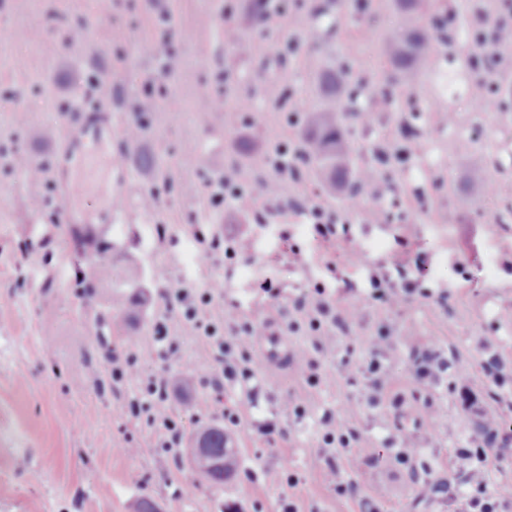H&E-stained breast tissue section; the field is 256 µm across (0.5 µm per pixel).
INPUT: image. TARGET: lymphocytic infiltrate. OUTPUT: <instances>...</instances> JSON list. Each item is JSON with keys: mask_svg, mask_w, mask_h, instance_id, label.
<instances>
[{"mask_svg": "<svg viewBox=\"0 0 512 512\" xmlns=\"http://www.w3.org/2000/svg\"><path fill=\"white\" fill-rule=\"evenodd\" d=\"M473 25L479 56L489 61L493 69L511 67L512 57L505 53L504 48L506 37H512V7L504 6L493 19L484 14L477 16ZM289 154L297 158L302 151L298 148L289 151L279 145L266 155L267 164L273 172L264 184L263 195L267 201L280 202L284 195L288 179L294 173L293 165L285 161ZM369 282L370 299L391 308L408 303L414 297L430 294L429 289L424 288L422 279L398 281L382 268L371 270ZM213 297V292L196 291L194 285L185 282L167 285L161 294L162 307L155 318L153 341L160 358L169 362L180 357L178 327L190 328L202 337L213 361V373L209 380L215 392L213 407L229 426L238 429L242 426V418L237 407L225 405L222 397L224 385L228 382H246L254 377L252 351L266 336L271 335L272 330L267 321L252 320L233 310L225 312L221 322L212 321L206 308ZM355 324L354 313L341 307L324 286H315L298 295L292 302V312L281 333L295 336L304 332L309 342L289 352V366L297 370L308 386H319L322 382L320 356L335 345L338 333L351 330ZM370 343L369 357L361 367L371 388L370 403H378L386 385L390 363L402 343L411 348L408 369L416 383L428 385L445 377L457 383L467 378L468 368L462 361H448L435 348L421 344L413 333L397 336L388 322L377 325ZM108 364L113 382L135 379L140 382L138 390L125 405L127 413L133 418L145 420L149 427L157 431L162 447H181L182 425L170 410L167 384L152 375L140 377L137 358L132 352H112ZM460 397L465 411L478 421L472 447L459 451L470 465L469 489L461 494L450 480L433 478L426 480L422 491L427 495L447 498L450 512H503L505 505L512 504V485L489 489V464L512 452V421L503 418L471 391L461 392Z\"/></svg>", "mask_w": 512, "mask_h": 512, "instance_id": "lymphocytic-infiltrate-1", "label": "lymphocytic infiltrate"}]
</instances>
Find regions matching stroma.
<instances>
[{
  "label": "stroma",
  "instance_id": "1",
  "mask_svg": "<svg viewBox=\"0 0 512 512\" xmlns=\"http://www.w3.org/2000/svg\"><path fill=\"white\" fill-rule=\"evenodd\" d=\"M249 2L112 0L105 18L96 0H14L0 11V512H135L143 497L160 512H278L285 501L297 512H360L366 496L381 512H448L446 499L422 495L409 482L388 443H416L420 468L460 487L469 464L456 451L469 447L475 426L447 384L412 382L403 344L390 375L404 403L367 404V384L356 365L367 358L368 338L384 320L413 330L448 359L467 360V387L512 420V391H495L481 368L485 342L512 365V111L488 108L486 88L475 75L443 62L424 64L417 87L392 85L380 46L382 33L398 19L395 0H370L369 21L353 0H304L303 9L265 26L253 24ZM319 16L326 30L318 48L271 51V44L303 39ZM163 18L177 32L169 42L158 30ZM229 27L261 50L237 59L228 72ZM151 42L158 54L144 53ZM167 54L179 65L163 76ZM342 62L357 83L366 84L360 104L374 114L368 127L351 118L343 123L356 164L376 163L383 150L410 152L382 185L383 201H405V219L368 223L372 198L349 210L347 194L321 183L304 161L280 203L261 197L254 211L241 213L209 202L206 181L231 167L252 190L260 189L269 176L267 150L296 140L291 113L312 110L320 71ZM105 70L124 109L142 96L145 78L156 75L158 109L149 114L139 145L156 168L141 169L116 134L91 182L72 164L87 138L62 151L41 131L60 128L72 100L99 95L96 82ZM271 82L279 99L267 94ZM445 110L456 112V127L439 123ZM120 153L124 166L112 165L111 155ZM63 184L74 208L96 224L97 239L60 224L56 201ZM116 192L131 223L105 221ZM151 192L157 203L143 210L141 198ZM311 192L345 218L340 239H316L309 216L290 209V200ZM212 216L223 218V231L245 237V253L231 262L202 254L187 262L196 232L219 229L209 224ZM292 242L301 247V258L290 254ZM116 248L121 260L112 262L109 281L97 283L86 254ZM352 251L362 254L360 263L343 261ZM330 259L338 262L332 272L325 267ZM377 265L398 280L415 278L418 266H425L430 297L398 308L369 301V269ZM162 272L170 282L201 290L218 283L208 307L217 319L235 310L256 320L286 321L289 298L318 281L360 313L354 333L323 358L325 379L318 387L253 350L249 388L224 392L226 404L241 403L248 429L231 432L239 469L221 487L194 471L185 451L161 448L143 421L125 415L112 392L107 357L112 349H128L140 369L164 373L171 409L186 435L222 421L212 409L204 342L182 331L180 359L167 365L153 349ZM268 277L275 279L279 299L261 292ZM127 283L140 284L146 296L131 321L112 306L114 285ZM92 285L101 303L89 311L82 297ZM344 356L351 368L341 367ZM185 372L193 377L187 390L178 384ZM425 397L440 417L432 434L418 405ZM298 404L307 407L306 416H296ZM327 412L360 437L357 448L334 456L353 484L345 497L337 495L324 463L330 453L320 419ZM268 422L277 424L278 434L260 433ZM128 441L134 454L123 450Z\"/></svg>",
  "mask_w": 512,
  "mask_h": 512
}]
</instances>
